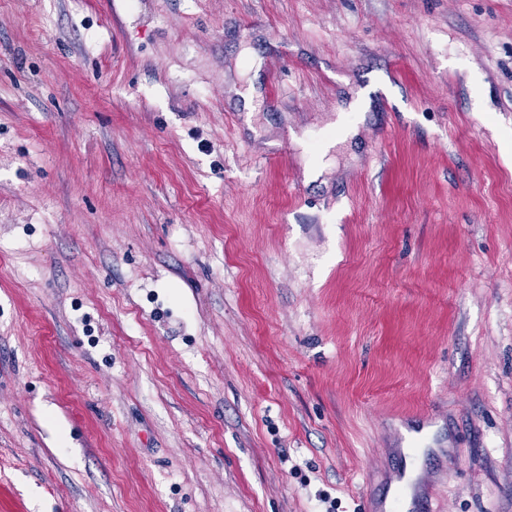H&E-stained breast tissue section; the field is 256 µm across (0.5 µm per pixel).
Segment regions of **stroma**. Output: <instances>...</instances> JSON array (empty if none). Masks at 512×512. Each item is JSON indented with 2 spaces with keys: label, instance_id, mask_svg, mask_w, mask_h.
I'll list each match as a JSON object with an SVG mask.
<instances>
[{
  "label": "stroma",
  "instance_id": "obj_1",
  "mask_svg": "<svg viewBox=\"0 0 512 512\" xmlns=\"http://www.w3.org/2000/svg\"><path fill=\"white\" fill-rule=\"evenodd\" d=\"M417 432L512 512V0H0V512H364Z\"/></svg>",
  "mask_w": 512,
  "mask_h": 512
}]
</instances>
